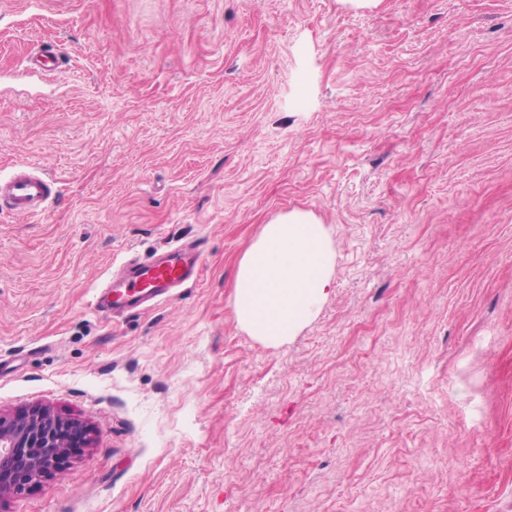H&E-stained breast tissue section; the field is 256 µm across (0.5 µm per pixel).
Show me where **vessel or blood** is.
Segmentation results:
<instances>
[{
	"mask_svg": "<svg viewBox=\"0 0 512 512\" xmlns=\"http://www.w3.org/2000/svg\"><path fill=\"white\" fill-rule=\"evenodd\" d=\"M57 193L55 180L33 164L18 165L9 175H0V208L14 217L45 213ZM200 251L174 246L155 257L128 260L121 278H109L105 290L96 294V308L121 316L166 299L176 288L196 283L202 273Z\"/></svg>",
	"mask_w": 512,
	"mask_h": 512,
	"instance_id": "vessel-or-blood-1",
	"label": "vessel or blood"
}]
</instances>
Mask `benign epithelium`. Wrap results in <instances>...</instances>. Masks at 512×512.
<instances>
[{
  "instance_id": "1",
  "label": "benign epithelium",
  "mask_w": 512,
  "mask_h": 512,
  "mask_svg": "<svg viewBox=\"0 0 512 512\" xmlns=\"http://www.w3.org/2000/svg\"><path fill=\"white\" fill-rule=\"evenodd\" d=\"M88 428L44 405L0 414V502L57 469L72 440Z\"/></svg>"
}]
</instances>
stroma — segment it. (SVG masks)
I'll use <instances>...</instances> for the list:
<instances>
[{
  "label": "stroma",
  "instance_id": "stroma-1",
  "mask_svg": "<svg viewBox=\"0 0 512 512\" xmlns=\"http://www.w3.org/2000/svg\"><path fill=\"white\" fill-rule=\"evenodd\" d=\"M23 161L59 196L0 212V413L90 432L0 512H512V0H0ZM295 208L334 290L269 348L235 269ZM190 242L197 285L94 309Z\"/></svg>",
  "mask_w": 512,
  "mask_h": 512
}]
</instances>
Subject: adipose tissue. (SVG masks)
<instances>
[{
    "label": "adipose tissue",
    "mask_w": 512,
    "mask_h": 512,
    "mask_svg": "<svg viewBox=\"0 0 512 512\" xmlns=\"http://www.w3.org/2000/svg\"><path fill=\"white\" fill-rule=\"evenodd\" d=\"M335 254L309 211L272 216L240 257L232 295L237 323L249 336L281 347L319 315L333 290Z\"/></svg>",
    "instance_id": "ef3b65f1"
}]
</instances>
